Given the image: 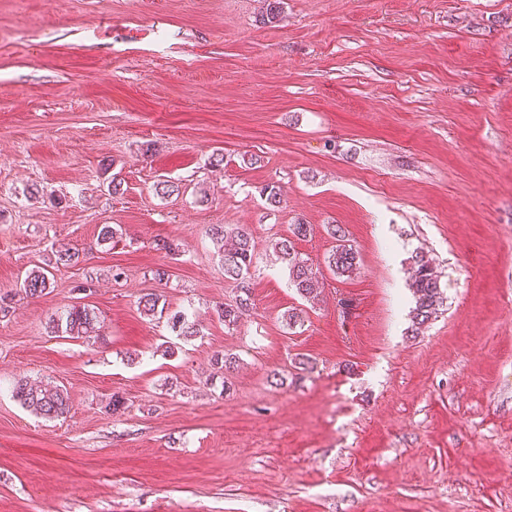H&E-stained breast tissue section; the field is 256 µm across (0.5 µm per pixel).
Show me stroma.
Returning <instances> with one entry per match:
<instances>
[{
	"label": "stroma",
	"instance_id": "obj_1",
	"mask_svg": "<svg viewBox=\"0 0 512 512\" xmlns=\"http://www.w3.org/2000/svg\"><path fill=\"white\" fill-rule=\"evenodd\" d=\"M262 7L0 0V294L79 254L0 313V512H512V0ZM299 222L310 302L273 250ZM211 224L255 241L230 328ZM333 225L348 277L324 262ZM416 250L445 302L414 336ZM147 293L201 336L159 353ZM75 304L98 333H48ZM21 378L65 386L68 414L23 408ZM330 235L337 242H341L333 246L329 251L325 262L330 270L339 276H350L355 270L357 265V252L351 244L345 239L343 230L333 225L330 227ZM79 261V254L69 248L55 250L53 259L44 267L36 266L25 272V275L16 283V293L25 294L26 297L39 298L48 295L53 291L54 274L53 269L76 265Z\"/></svg>",
	"mask_w": 512,
	"mask_h": 512
}]
</instances>
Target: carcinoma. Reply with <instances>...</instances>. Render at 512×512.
<instances>
[{"instance_id": "1", "label": "carcinoma", "mask_w": 512, "mask_h": 512, "mask_svg": "<svg viewBox=\"0 0 512 512\" xmlns=\"http://www.w3.org/2000/svg\"><path fill=\"white\" fill-rule=\"evenodd\" d=\"M311 232L308 224L293 225L291 235L282 237L274 244L275 250L288 269V280L296 292L307 300L318 295L319 281L308 260L296 250L294 239L305 237ZM207 235L217 250L224 279L235 287V297L220 308L224 325H236L240 319L253 309L252 267L254 263V243L250 231L242 227H229L224 224L209 226ZM330 235L338 241L329 251L325 262L330 270L339 276H348L356 270L357 252L347 243L343 230L334 225ZM79 253L69 248L53 253V259L45 266H37L25 272L16 283L15 292L27 297L39 298L53 291V269L77 264ZM415 274L411 284L415 297L412 310V332L419 331L436 313L443 302L440 282L433 271L432 262L422 251L411 257ZM160 297L148 293L140 297L138 306L144 314L163 319L177 339L191 341L199 335L197 321L185 310L169 312L159 307ZM98 314L86 305H72L60 315L49 319L50 331L72 338L88 336L96 332ZM13 396L29 411L45 419L53 420L66 415L70 410L66 390L55 386H33L26 381H17L12 389Z\"/></svg>"}]
</instances>
